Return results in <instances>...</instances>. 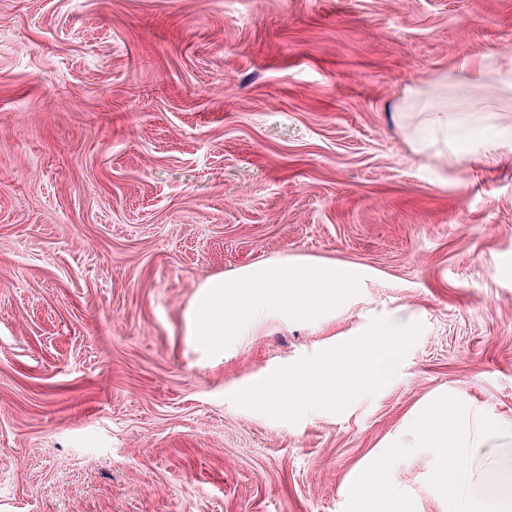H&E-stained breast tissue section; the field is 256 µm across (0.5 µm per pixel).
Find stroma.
I'll return each mask as SVG.
<instances>
[{
  "mask_svg": "<svg viewBox=\"0 0 512 512\" xmlns=\"http://www.w3.org/2000/svg\"><path fill=\"white\" fill-rule=\"evenodd\" d=\"M512 0H0V512H346L340 490L436 390L512 418V154L415 155L392 118ZM353 268L328 318L211 353L198 284ZM381 389L252 413L395 313ZM432 456L391 477L442 512ZM271 378H275L278 382L276 389L271 388L268 384ZM308 384H314L312 378H305V382H302L295 374L286 370H279L271 376L250 383L243 393L249 408L257 413L266 412L273 397L278 399L282 409L285 411L295 405L285 401L288 397L296 401L299 396H303L301 403H296L301 409L321 406L322 401L317 395L307 393L306 387Z\"/></svg>",
  "mask_w": 512,
  "mask_h": 512,
  "instance_id": "stroma-1",
  "label": "stroma"
}]
</instances>
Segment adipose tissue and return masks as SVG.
Listing matches in <instances>:
<instances>
[{
  "label": "adipose tissue",
  "instance_id": "ef3b65f1",
  "mask_svg": "<svg viewBox=\"0 0 512 512\" xmlns=\"http://www.w3.org/2000/svg\"><path fill=\"white\" fill-rule=\"evenodd\" d=\"M456 70L466 86L488 82L502 95L481 100L426 97L423 89L406 90L395 109L398 120L411 128L415 154L437 161L454 157L466 163L475 158L496 160L512 153V55L505 53L494 65L471 57L461 58ZM346 267H313L276 259L251 265L230 275H213L198 286L187 312L192 335L214 349H223L238 337L254 334L269 319H322L335 309L354 280ZM413 333L410 318L395 314L348 339L338 353L328 354L326 370L336 372L339 386L348 392L386 385L407 349ZM277 387L267 379L250 383L244 397L251 410L266 412L271 401L299 399L301 408L321 406L295 374L280 370Z\"/></svg>",
  "mask_w": 512,
  "mask_h": 512
}]
</instances>
